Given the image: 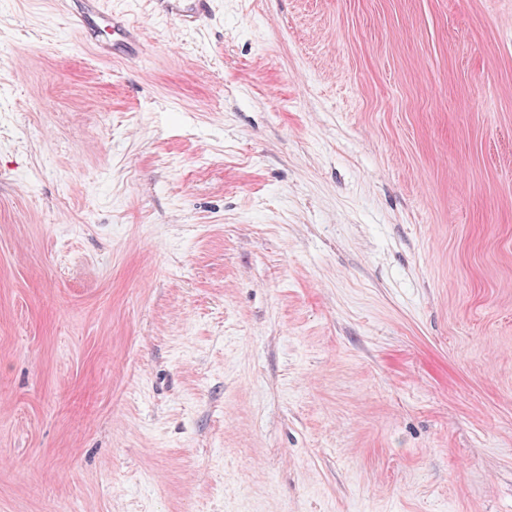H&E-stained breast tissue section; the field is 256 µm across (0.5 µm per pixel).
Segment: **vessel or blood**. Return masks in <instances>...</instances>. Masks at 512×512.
<instances>
[{"label":"vessel or blood","mask_w":512,"mask_h":512,"mask_svg":"<svg viewBox=\"0 0 512 512\" xmlns=\"http://www.w3.org/2000/svg\"><path fill=\"white\" fill-rule=\"evenodd\" d=\"M205 2L206 0H162V5L167 14L189 25L198 19ZM75 18L85 40L98 55L122 57L129 45L140 40L136 28L102 9L101 0H79Z\"/></svg>","instance_id":"b4317fda"}]
</instances>
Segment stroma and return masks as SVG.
<instances>
[{
	"instance_id": "1",
	"label": "stroma",
	"mask_w": 512,
	"mask_h": 512,
	"mask_svg": "<svg viewBox=\"0 0 512 512\" xmlns=\"http://www.w3.org/2000/svg\"><path fill=\"white\" fill-rule=\"evenodd\" d=\"M0 0V512H512V0ZM75 18L81 34L100 56L112 55L113 59L122 57L126 55L128 45L140 42L138 30L102 9L101 0H81L76 5ZM102 27L112 31V40L101 38ZM167 14L177 17L184 25L194 23L206 3V0H162Z\"/></svg>"
}]
</instances>
